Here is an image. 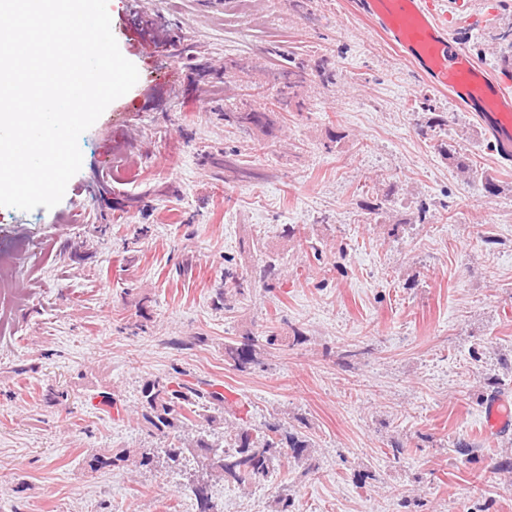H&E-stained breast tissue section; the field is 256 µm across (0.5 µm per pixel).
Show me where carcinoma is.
<instances>
[{"mask_svg":"<svg viewBox=\"0 0 512 512\" xmlns=\"http://www.w3.org/2000/svg\"><path fill=\"white\" fill-rule=\"evenodd\" d=\"M305 67L294 65L288 69L273 67L270 74L280 85L273 106L280 112L290 111L296 97V89L304 83ZM224 121L230 125L269 129L273 120L264 112H226ZM459 172L468 178H480L491 194L497 190L492 175L474 168L468 158L456 151H448ZM278 264L269 260L255 269V278L269 287L278 280ZM246 276L233 267L224 268V283L231 284L234 291L218 290L217 304L222 308H234L233 295L242 294ZM280 336L270 332L261 343L252 336L224 345V357L240 371L262 365L265 348L276 345ZM176 370L168 375L146 380L140 389L141 419L152 436L163 440L159 448H143L137 458L130 459L125 452L110 457L93 455L88 461L90 468L97 470L105 466H119L132 462L141 468H149L158 459H163L172 469L182 466L186 455L196 463L194 474L188 477L186 487L191 492L197 512H212V483L224 482L238 487L259 486L275 471V463L291 457L297 463L308 460L309 441L288 425L275 421L266 425L263 432H255L246 422L228 425L224 394L202 380L191 382L181 378ZM203 413L206 428L189 427L192 417Z\"/></svg>","mask_w":512,"mask_h":512,"instance_id":"obj_1","label":"carcinoma"}]
</instances>
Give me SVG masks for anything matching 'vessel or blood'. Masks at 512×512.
I'll return each instance as SVG.
<instances>
[{"mask_svg": "<svg viewBox=\"0 0 512 512\" xmlns=\"http://www.w3.org/2000/svg\"><path fill=\"white\" fill-rule=\"evenodd\" d=\"M358 7L428 86L448 91L477 114L498 145L512 151V75H493L475 61L452 33L453 18L440 0H358ZM483 416L488 432L511 427L512 403L492 401Z\"/></svg>", "mask_w": 512, "mask_h": 512, "instance_id": "obj_1", "label": "vessel or blood"}]
</instances>
